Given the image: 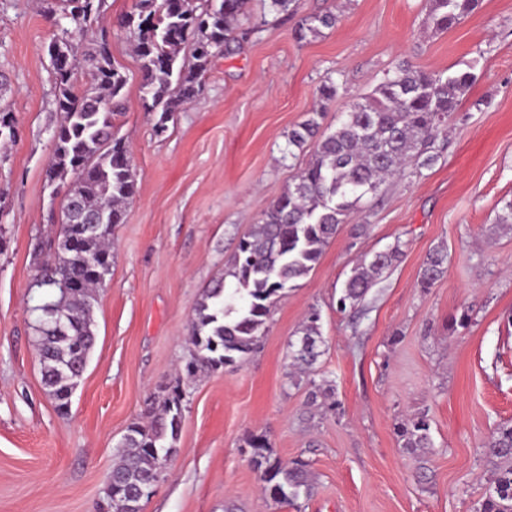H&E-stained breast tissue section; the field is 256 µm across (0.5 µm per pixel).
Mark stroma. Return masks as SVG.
<instances>
[{
	"label": "stroma",
	"mask_w": 512,
	"mask_h": 512,
	"mask_svg": "<svg viewBox=\"0 0 512 512\" xmlns=\"http://www.w3.org/2000/svg\"><path fill=\"white\" fill-rule=\"evenodd\" d=\"M134 0H104L114 59L128 82L119 119L137 190L116 225L108 286L94 308L96 341L68 413L41 379L30 283L37 243L54 239L45 171L60 118L46 47L49 0H0V105L16 120L0 144V512H99L117 446L162 386L179 383L176 451L143 512H473L492 465L484 444L512 421V230L496 223L512 200V0H481L460 24L434 32L426 0H298V15L340 20L300 42L297 17L249 0L248 39L218 55L203 91L163 135L144 104L140 62L117 20ZM406 62L477 80L435 144V165L387 180L353 214L319 263L286 290L258 349L238 367L186 376L192 309L224 273L238 239L291 183L312 146L287 155V135L324 108V126ZM340 92L327 106L319 89ZM367 232L355 236L356 225ZM401 255L363 302L336 308L363 257ZM448 272L418 286L433 248ZM324 353L291 384L288 342L310 308ZM471 310L468 328L450 316ZM329 383L337 411L307 408ZM427 415L434 446L402 448L395 427ZM265 435L275 457L309 463L315 490L294 503L264 492L247 441ZM430 478L417 482L419 468Z\"/></svg>",
	"instance_id": "stroma-1"
}]
</instances>
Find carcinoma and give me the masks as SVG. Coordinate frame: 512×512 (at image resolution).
<instances>
[{
    "instance_id": "cac0c4a2",
    "label": "carcinoma",
    "mask_w": 512,
    "mask_h": 512,
    "mask_svg": "<svg viewBox=\"0 0 512 512\" xmlns=\"http://www.w3.org/2000/svg\"><path fill=\"white\" fill-rule=\"evenodd\" d=\"M427 2L432 29L442 32L473 13L480 0ZM247 3L135 0L132 11L121 17L119 28L134 38L140 60L144 103L159 113L157 132H166L174 113L199 95L213 58L233 52L239 42L236 23ZM101 8L102 0H60V10H51L57 35L48 54L61 120L52 131L54 160L48 175L57 192L64 193L61 213L74 204L110 218L94 228L62 225L56 253L35 273L42 282L32 308L42 382L62 413L68 411L76 376L94 346L93 312L100 272L112 261V227L124 222L126 205L136 193L128 146L118 135L108 137L123 115L127 78L113 62L104 36L82 56L72 52L74 34L93 29ZM337 22L331 10L303 16L294 34L300 41L317 37ZM476 80L470 66L445 74L399 64L383 74L363 102L341 114L335 129L321 130L320 109L288 133V155L312 141L311 159L254 230L239 240L224 277L194 305L188 374L236 366L257 349L273 305L314 268L361 200L385 179L414 174L438 160L431 149ZM400 254L396 245L363 260L341 289L339 309L358 310ZM447 271L448 250L433 249L421 267L419 287L428 290ZM228 278L238 305L224 297ZM69 281L78 287L64 296L61 285ZM319 320L318 311L311 309L288 343L289 377L311 371L323 354ZM163 392L162 401L148 408L147 423L131 424L123 437L107 486L109 512H120L121 503L141 504L157 480L160 460L174 451L183 417L182 390L176 384L163 387ZM396 433L404 448L433 447L424 415L398 423ZM248 446L271 499L294 503L312 496L315 481L305 462L272 457L263 435L252 437ZM485 453L493 459L495 472L474 512H512V422L497 425Z\"/></svg>"
}]
</instances>
